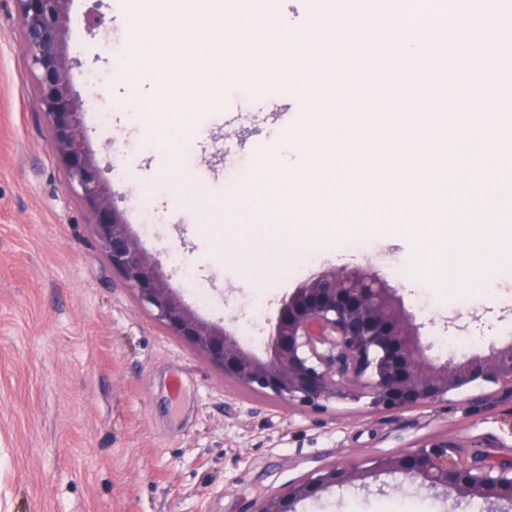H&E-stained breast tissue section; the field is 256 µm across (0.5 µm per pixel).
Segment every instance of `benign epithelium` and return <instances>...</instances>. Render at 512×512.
<instances>
[{
	"instance_id": "1",
	"label": "benign epithelium",
	"mask_w": 512,
	"mask_h": 512,
	"mask_svg": "<svg viewBox=\"0 0 512 512\" xmlns=\"http://www.w3.org/2000/svg\"><path fill=\"white\" fill-rule=\"evenodd\" d=\"M33 66L40 71L44 113L53 146L66 172V190L91 211L101 251L139 304L189 345L224 380L290 406L319 409L352 387L373 407L401 412L448 399L467 388L493 386L512 399V340L491 342L483 354L431 355L421 325L395 289L361 269L331 270L282 297L264 343V354L242 347L231 324L200 317L171 288L161 263L135 236L114 205L111 187L88 145L84 104L74 92L59 36L71 0H15ZM482 444L436 436L393 454L360 463L332 464L252 512H294L322 488L401 473L428 491L488 505L512 504V444L490 454Z\"/></svg>"
}]
</instances>
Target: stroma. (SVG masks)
<instances>
[{"label": "stroma", "mask_w": 512, "mask_h": 512, "mask_svg": "<svg viewBox=\"0 0 512 512\" xmlns=\"http://www.w3.org/2000/svg\"><path fill=\"white\" fill-rule=\"evenodd\" d=\"M124 0H72L69 27H84L68 45L71 79L97 85L104 120L86 113L89 143L111 177L115 202L133 232L142 219L152 230L143 246L157 257L176 289L202 318L245 331L253 316L275 318L279 301L313 273L360 268L383 277L405 309L422 323L433 355L457 348L482 353L489 337L512 340V278L441 302L426 281L397 270L423 246L417 226L426 214L391 212L383 141L374 137L391 112L386 87L375 94L373 115L361 121L360 149L342 156L353 205L333 219L365 236L367 248L341 247L334 256L297 266L288 280L262 289L258 275L225 262L196 218L226 225L225 251H260L277 225L239 198L256 166L241 141H263L272 155L294 148L300 173L321 137L310 94L293 81L267 82L264 92L235 83L224 103L228 125L198 111L208 84L196 81L186 100L184 133L176 145L146 150L144 129L121 111L124 80L113 73V52L145 37L150 10L134 19ZM97 14L100 28L87 30ZM323 0H275L276 25L294 37L288 67L315 39L334 74L323 111L347 113L349 74L362 62L355 48L358 23L328 35ZM14 0H0V512H250L262 497L328 465L369 459L448 435L494 445L512 441V400L484 388L401 413L371 408L351 391L313 411L291 407L225 382L143 309L98 247L94 218L65 189L51 145L38 86ZM453 135L473 178L512 175V111L485 132L454 115ZM479 503L427 493L399 475L368 478L365 486H335L298 504V512H478Z\"/></svg>", "instance_id": "1"}]
</instances>
